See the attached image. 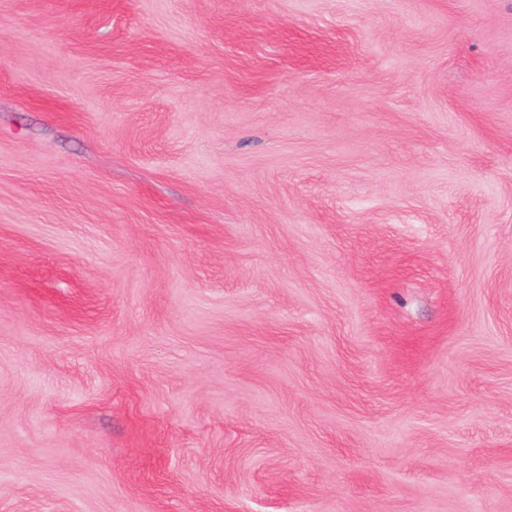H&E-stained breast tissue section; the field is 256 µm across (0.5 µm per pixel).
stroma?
Listing matches in <instances>:
<instances>
[{"instance_id": "stroma-1", "label": "stroma", "mask_w": 512, "mask_h": 512, "mask_svg": "<svg viewBox=\"0 0 512 512\" xmlns=\"http://www.w3.org/2000/svg\"><path fill=\"white\" fill-rule=\"evenodd\" d=\"M0 512H512V0H0Z\"/></svg>"}]
</instances>
